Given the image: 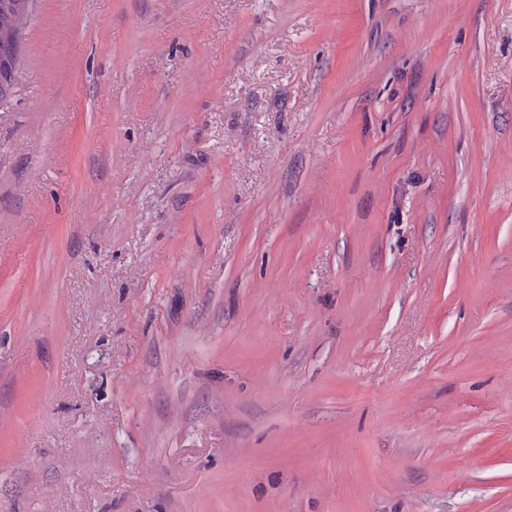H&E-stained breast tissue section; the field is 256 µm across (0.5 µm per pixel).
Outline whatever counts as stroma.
<instances>
[{
  "label": "stroma",
  "instance_id": "obj_1",
  "mask_svg": "<svg viewBox=\"0 0 512 512\" xmlns=\"http://www.w3.org/2000/svg\"><path fill=\"white\" fill-rule=\"evenodd\" d=\"M0 512H512V0H33Z\"/></svg>",
  "mask_w": 512,
  "mask_h": 512
}]
</instances>
